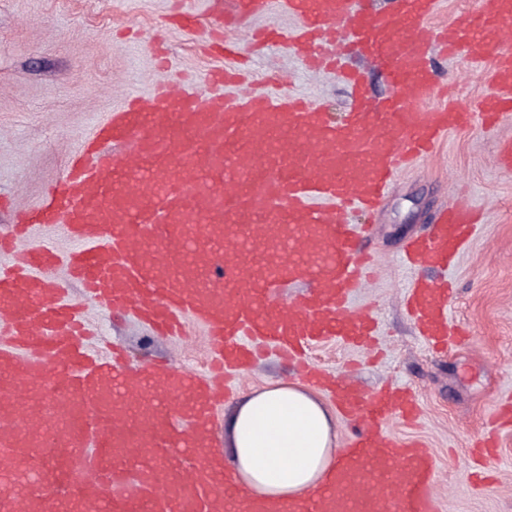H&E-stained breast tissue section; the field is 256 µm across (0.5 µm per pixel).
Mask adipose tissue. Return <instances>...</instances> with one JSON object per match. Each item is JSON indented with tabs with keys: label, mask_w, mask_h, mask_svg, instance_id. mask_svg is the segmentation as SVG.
Instances as JSON below:
<instances>
[{
	"label": "adipose tissue",
	"mask_w": 512,
	"mask_h": 512,
	"mask_svg": "<svg viewBox=\"0 0 512 512\" xmlns=\"http://www.w3.org/2000/svg\"><path fill=\"white\" fill-rule=\"evenodd\" d=\"M231 436L234 478L269 499L314 490L333 465L334 417L300 384L279 383L245 396Z\"/></svg>",
	"instance_id": "obj_1"
}]
</instances>
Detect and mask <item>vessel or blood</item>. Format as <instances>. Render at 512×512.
<instances>
[{"label":"vessel or blood","mask_w":512,"mask_h":512,"mask_svg":"<svg viewBox=\"0 0 512 512\" xmlns=\"http://www.w3.org/2000/svg\"><path fill=\"white\" fill-rule=\"evenodd\" d=\"M281 4L297 22L288 42L305 68L331 67L351 87L355 105L342 121L297 93L227 95L236 80L228 70L210 74L206 95L192 80L159 78L150 96H127L96 123L59 184L0 236V461L39 456L66 412L71 512H439L432 454L388 428L391 417L416 412L415 400L396 388L365 393L306 356L329 336L369 345L376 327L370 311L350 303L375 261L348 214L374 211L397 169L447 132L512 119V0H486L437 33L427 25L435 0H394L386 13L358 10L356 0ZM270 6L224 0L215 25ZM436 41L447 55L496 53V91L473 111L428 106ZM351 56L408 90L410 105L371 107L362 73L346 65ZM478 222L467 205L448 208L428 237L409 243L405 264L425 272L453 264ZM59 224L70 241L63 253L43 241ZM61 267L84 302L64 297ZM288 286L303 292L288 298ZM450 299L448 284L426 276L405 291L432 347L451 334ZM88 300L161 336L182 334L185 320L200 323L213 347L208 375L166 364L134 370L116 346L90 350ZM269 346L301 363L305 380L328 389L357 425L322 489L305 500L248 497L232 476H219L210 452L216 383ZM58 501L51 479L20 509L58 512Z\"/></svg>","instance_id":"1"}]
</instances>
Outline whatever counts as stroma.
<instances>
[{
	"label": "stroma",
	"mask_w": 512,
	"mask_h": 512,
	"mask_svg": "<svg viewBox=\"0 0 512 512\" xmlns=\"http://www.w3.org/2000/svg\"><path fill=\"white\" fill-rule=\"evenodd\" d=\"M179 3L199 16L208 13L203 0H0V195L38 204L96 121L126 94L151 93L162 63L169 79L196 76L202 92L211 69L242 65L259 89L291 90L343 117L352 94L335 73L305 69L283 45L246 44L243 59L224 57L205 32L168 25ZM495 64L491 55L478 62L441 56L436 72L440 82L453 84L456 105L470 108L493 93ZM507 140L511 121L451 131L428 156L397 173L371 217L352 215V223L372 224L366 246L376 256V271L353 305L374 309L381 353L372 359L332 338L310 351L314 362L353 373L366 389L393 382L418 397L419 418L391 419L389 429L432 452L439 512H512V427L493 426L500 406L512 402V172L502 170L497 155ZM461 195L484 220L456 263L430 276L454 283L449 317L469 336L436 355L403 311V292L415 273L399 257ZM87 315L91 346L122 345L133 367L167 360L200 375L207 366L210 346L195 321H188L185 336L166 338L92 303ZM299 379L293 364L270 355L231 383L216 410L218 454L231 455L229 425L245 394Z\"/></svg>",
	"instance_id": "35a3bbf8"
}]
</instances>
